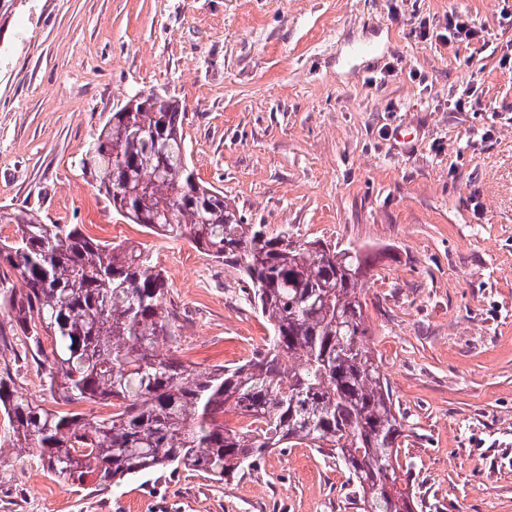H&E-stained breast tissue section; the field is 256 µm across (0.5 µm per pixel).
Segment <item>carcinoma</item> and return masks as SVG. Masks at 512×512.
<instances>
[{
	"instance_id": "cac0c4a2",
	"label": "carcinoma",
	"mask_w": 512,
	"mask_h": 512,
	"mask_svg": "<svg viewBox=\"0 0 512 512\" xmlns=\"http://www.w3.org/2000/svg\"><path fill=\"white\" fill-rule=\"evenodd\" d=\"M183 105L140 97L112 113L82 157L112 207L150 233L185 238L241 272L271 327L266 348L234 366L198 370L160 353L175 340L167 281L134 244L101 242L77 224H44L0 207V314L37 354L58 411L0 373V465L36 452L65 484L118 485L182 467L233 478L278 448L327 452L352 475L362 512H416L400 459L404 416L365 339L362 300L371 256L284 242L246 224L224 192L196 177ZM16 275L26 291L10 283Z\"/></svg>"
}]
</instances>
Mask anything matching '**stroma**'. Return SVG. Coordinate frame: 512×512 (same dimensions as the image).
I'll return each mask as SVG.
<instances>
[{"instance_id":"1","label":"stroma","mask_w":512,"mask_h":512,"mask_svg":"<svg viewBox=\"0 0 512 512\" xmlns=\"http://www.w3.org/2000/svg\"><path fill=\"white\" fill-rule=\"evenodd\" d=\"M457 12L489 43L448 40ZM512 0H23L0 40V205L144 247L174 357L249 360L269 327L240 273L113 211L81 168L135 96L184 106L188 161L244 221L368 252L367 344L406 418L417 512H512ZM475 89L484 109L454 103ZM49 401L0 315V370ZM0 512H360L336 460L275 451L228 481L168 468L67 486L31 455Z\"/></svg>"}]
</instances>
